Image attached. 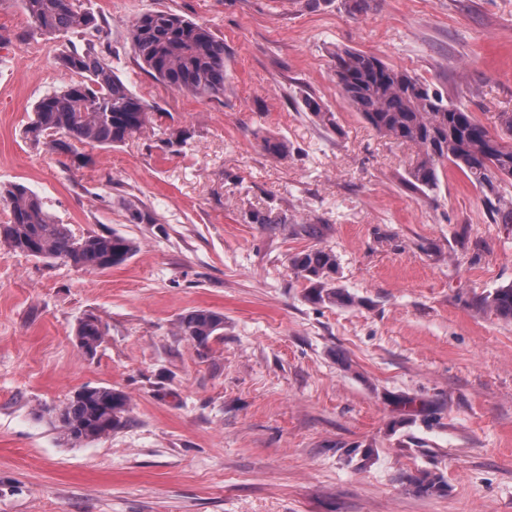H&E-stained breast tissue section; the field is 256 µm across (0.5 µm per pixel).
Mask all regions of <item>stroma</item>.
Segmentation results:
<instances>
[{"instance_id":"stroma-1","label":"stroma","mask_w":512,"mask_h":512,"mask_svg":"<svg viewBox=\"0 0 512 512\" xmlns=\"http://www.w3.org/2000/svg\"><path fill=\"white\" fill-rule=\"evenodd\" d=\"M84 3L157 117L119 146H79L85 164L33 144L36 101L78 80L58 63L75 38L0 0V186L24 184L75 236L140 249L94 272L0 241V512H512V320L474 302L512 283V224L490 223L455 168L434 197L405 188L414 149L343 101L332 62L339 48L375 55L498 131L512 0ZM152 10L223 40V95L141 69L128 30ZM307 94L335 129L299 108ZM176 131L184 143L166 147ZM267 136L288 157L266 154ZM132 204L154 223H129ZM252 210L287 222L248 223ZM316 247L335 252L354 304L306 297L288 259ZM193 309L223 314V337L181 336ZM89 314L106 328L92 358L75 338ZM85 386L122 391L129 412L75 445L54 414ZM423 471L446 492L417 493L408 478Z\"/></svg>"}]
</instances>
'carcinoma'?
I'll return each instance as SVG.
<instances>
[{"instance_id":"obj_1","label":"carcinoma","mask_w":512,"mask_h":512,"mask_svg":"<svg viewBox=\"0 0 512 512\" xmlns=\"http://www.w3.org/2000/svg\"><path fill=\"white\" fill-rule=\"evenodd\" d=\"M35 28L44 35L77 34L84 48H73L59 63L81 76L64 90L43 95L34 106L26 137L82 162L76 144L114 147L153 122V112L133 94L112 69L110 56L91 40L101 31L95 15L82 0H20ZM128 40L135 59L155 80L199 96L224 93V41L205 25L168 11L141 14L131 25ZM336 83L343 100L359 112L379 134L417 148L404 184L424 196L439 190L440 175L449 165L475 187L493 224H512V137L492 136L466 107L448 102L442 93L405 70L351 48L334 53ZM303 109L322 125L336 127L334 113L308 95ZM262 149L277 158L288 156V142L278 137L262 140ZM0 203L8 221L0 224V239L27 256L63 260L85 270H105L124 264L138 251L135 240L118 235L77 238L45 210L28 187L14 183L0 188ZM291 269L306 285L316 303L348 306L354 297L336 285V254L312 248L289 258ZM479 307L512 319V285L478 297ZM179 332L199 346L224 335V316L205 309L178 317ZM105 330L93 316L76 329L83 352L93 357ZM127 396L106 387H84L59 409L64 438L80 444L106 436L124 426ZM417 492L436 496L445 491L443 477L423 472L411 478Z\"/></svg>"}]
</instances>
